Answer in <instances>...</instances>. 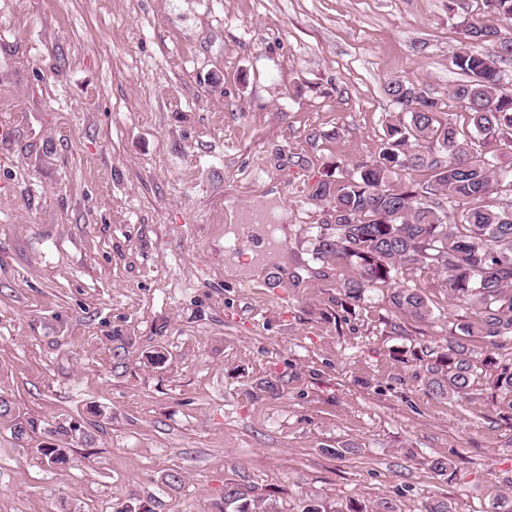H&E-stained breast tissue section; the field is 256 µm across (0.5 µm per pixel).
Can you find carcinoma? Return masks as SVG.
Instances as JSON below:
<instances>
[{
  "mask_svg": "<svg viewBox=\"0 0 512 512\" xmlns=\"http://www.w3.org/2000/svg\"><path fill=\"white\" fill-rule=\"evenodd\" d=\"M487 15L465 22L466 44L452 60L463 75L450 97L463 104L469 125L445 118L442 102L412 84L386 86L391 102L408 122L387 125L374 159L353 172L320 181L313 197L325 204L330 232L316 237L315 255L349 269L338 290L340 305L357 306L371 288L392 280L404 268L438 275L471 309L458 326L460 336L428 364L429 390L439 396L465 395L475 381L468 336L493 347L512 342V95L500 91V64L512 60V41L497 39L499 24L512 22V0H486ZM464 213L456 224L451 216ZM393 305L426 321L428 299L416 288H397ZM495 385L512 398V364L500 368ZM13 422L14 434L37 429L19 421L12 400L0 395V420ZM92 442L76 425L57 424L49 444L38 452L51 467L69 464L75 442ZM219 512H272L267 498L224 488Z\"/></svg>",
  "mask_w": 512,
  "mask_h": 512,
  "instance_id": "cac0c4a2",
  "label": "carcinoma"
}]
</instances>
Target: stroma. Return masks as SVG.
<instances>
[{
	"instance_id": "1",
	"label": "stroma",
	"mask_w": 512,
	"mask_h": 512,
	"mask_svg": "<svg viewBox=\"0 0 512 512\" xmlns=\"http://www.w3.org/2000/svg\"><path fill=\"white\" fill-rule=\"evenodd\" d=\"M484 0H0V395L81 424L64 469L0 421V512H492L512 496V404L470 339L468 394L433 395L430 351L468 319L441 279L352 309L315 257L317 183L372 160L388 82L445 100ZM279 209L284 240L229 269L231 212ZM163 351L166 361L151 365ZM273 382L276 393L260 391ZM448 463L446 475L430 464ZM178 471L176 487L165 476ZM393 305L403 314L417 321H427L432 315L428 299L416 288H396L392 293ZM230 509V510H229ZM272 512L267 498L262 495H248L234 486L224 488V506L219 512Z\"/></svg>"
}]
</instances>
